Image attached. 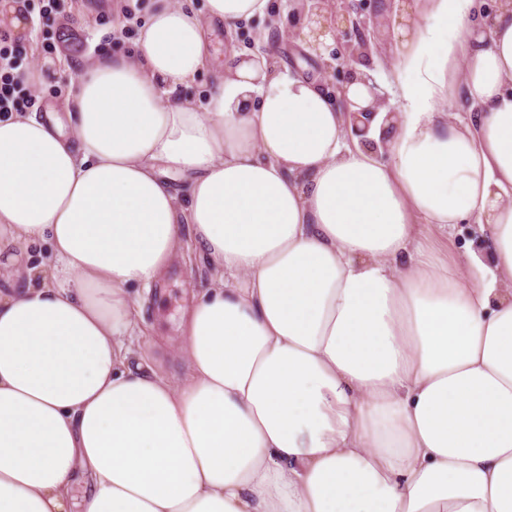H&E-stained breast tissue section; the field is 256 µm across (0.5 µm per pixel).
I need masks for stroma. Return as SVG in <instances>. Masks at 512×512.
<instances>
[{"instance_id": "1", "label": "stroma", "mask_w": 512, "mask_h": 512, "mask_svg": "<svg viewBox=\"0 0 512 512\" xmlns=\"http://www.w3.org/2000/svg\"><path fill=\"white\" fill-rule=\"evenodd\" d=\"M147 0H101L92 5L91 0H59L56 26L62 41L55 50L45 51L42 44L43 28L39 9L40 0H31L27 9L31 28L22 36L26 49L27 65L39 68L42 79L31 86L33 109L40 112L53 103L62 101L72 90L67 77L58 70L59 63L74 67L81 61L105 51L130 53L134 50L133 37L120 40L108 39L106 32L115 17L124 11H132L136 23H143ZM365 14L374 16L379 47L366 62L368 75L380 95L393 98L389 71L393 64L391 28L393 13L385 0H367ZM264 27L263 22L253 20L240 23L236 33H227L223 26H214L210 35L211 60L207 71L185 89L186 97L204 99L209 89L212 72L223 66L231 51L244 53L262 52L271 56L283 69H302L316 76L328 90H335L336 80L327 73L319 57L309 50V42L301 25L282 26L272 29L268 41L257 40L256 34ZM440 251L451 252L455 257L479 252L481 236L478 225L458 224L443 233L429 228L425 231ZM207 272L204 260L195 252L191 242L182 245V256L165 274L162 281L150 291L140 292L142 316L145 326H152L164 334L166 341H178L180 325L190 297L201 287Z\"/></svg>"}]
</instances>
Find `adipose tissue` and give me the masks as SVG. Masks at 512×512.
<instances>
[{
	"label": "adipose tissue",
	"instance_id": "adipose-tissue-1",
	"mask_svg": "<svg viewBox=\"0 0 512 512\" xmlns=\"http://www.w3.org/2000/svg\"><path fill=\"white\" fill-rule=\"evenodd\" d=\"M476 7L395 18L364 145L261 53L181 97L269 0H152L134 55L0 116V512H512V0ZM463 222L466 261L420 235ZM186 234L184 372L130 365Z\"/></svg>",
	"mask_w": 512,
	"mask_h": 512
}]
</instances>
